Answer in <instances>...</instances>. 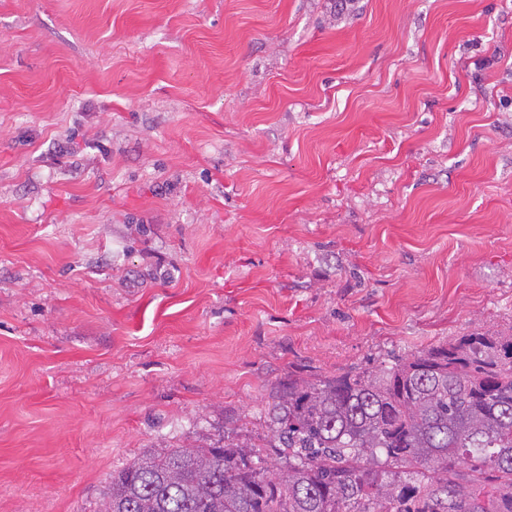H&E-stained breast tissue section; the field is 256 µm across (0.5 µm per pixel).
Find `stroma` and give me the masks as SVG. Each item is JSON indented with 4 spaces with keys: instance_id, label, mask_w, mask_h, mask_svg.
Returning <instances> with one entry per match:
<instances>
[{
    "instance_id": "stroma-1",
    "label": "stroma",
    "mask_w": 512,
    "mask_h": 512,
    "mask_svg": "<svg viewBox=\"0 0 512 512\" xmlns=\"http://www.w3.org/2000/svg\"><path fill=\"white\" fill-rule=\"evenodd\" d=\"M511 329L512 0H0V512Z\"/></svg>"
}]
</instances>
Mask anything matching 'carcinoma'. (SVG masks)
<instances>
[{"label": "carcinoma", "instance_id": "1", "mask_svg": "<svg viewBox=\"0 0 512 512\" xmlns=\"http://www.w3.org/2000/svg\"><path fill=\"white\" fill-rule=\"evenodd\" d=\"M283 470L181 445L112 476L99 512H512V333H471L271 390Z\"/></svg>", "mask_w": 512, "mask_h": 512}]
</instances>
